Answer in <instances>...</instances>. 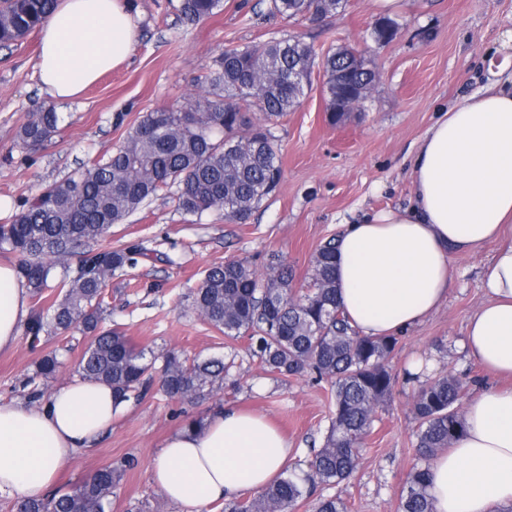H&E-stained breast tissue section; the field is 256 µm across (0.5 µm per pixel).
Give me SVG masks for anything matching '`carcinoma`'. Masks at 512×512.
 I'll list each match as a JSON object with an SVG mask.
<instances>
[{
  "label": "carcinoma",
  "instance_id": "carcinoma-1",
  "mask_svg": "<svg viewBox=\"0 0 512 512\" xmlns=\"http://www.w3.org/2000/svg\"><path fill=\"white\" fill-rule=\"evenodd\" d=\"M58 0H0V45L8 46L41 26ZM343 0H268L267 15L321 20ZM224 0H181L186 23L223 10ZM399 25L387 18L373 29L375 41L388 44ZM324 73L323 98L336 100L351 83L369 85L371 69L347 44L319 57L300 36L252 42L226 49L206 77L210 91L179 110L149 112L123 140L66 179L26 198L15 215L0 223V248L19 256L17 272L32 297L43 300L53 272L61 270L57 292L26 327L34 347L77 329L89 338L77 372L112 387L128 400L146 389L150 370L163 360L162 387L172 398L211 393L224 383L229 365L222 358L189 361L178 352H155L134 344L118 328L102 326L105 289L115 273L151 258L142 246L114 248L107 242L112 225L122 223L160 190L178 185V208L186 214L219 211L243 224L277 187L282 173L279 150L264 125H245L242 108L256 105L265 120L294 110L311 85L314 67ZM62 117L43 104L28 113L16 137L34 149L58 133ZM334 239L313 257L306 290L292 286L281 261H270L260 278L244 260L205 271L195 293L196 310L230 338L246 337L272 372L286 376L313 373L329 382L334 398L331 428L307 469L291 470L258 495L224 502V512H296L304 493L338 485L357 468L360 446L376 410L391 396L390 369L399 337L363 336L351 326L336 301ZM62 367L57 354L45 355L37 375L50 379ZM464 384L442 373L418 391L413 413L418 422V455L428 460L462 433L459 412ZM131 465H107L74 485L41 500H18L16 512H109L112 491ZM401 512H434L428 468L412 471L401 495ZM316 512H347L341 496L319 501Z\"/></svg>",
  "mask_w": 512,
  "mask_h": 512
}]
</instances>
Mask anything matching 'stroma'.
Masks as SVG:
<instances>
[{
	"mask_svg": "<svg viewBox=\"0 0 512 512\" xmlns=\"http://www.w3.org/2000/svg\"><path fill=\"white\" fill-rule=\"evenodd\" d=\"M128 2L140 26L130 58L102 74L81 98L54 104L63 115L61 130L30 152L19 148L17 128L27 112L51 102L35 70L40 34L0 46V222L17 211L20 199L111 151L144 114L179 107L205 92V78L224 49L301 34L320 55L348 43L361 45L380 73L368 99L334 125L326 118L318 68L287 116L267 122L256 108L246 109L250 123H267L283 169L276 190L247 223L228 221L220 212L184 213L170 187L112 228L113 246L140 244L165 258L139 260L113 276L105 325L157 351L231 356L235 366L222 389L190 399L169 398L160 380H153L111 429L62 465L59 480L74 481L129 460L133 466L122 473L110 512H180L153 483L150 464L184 424L224 406L241 407L275 424L291 441L294 460L304 461L321 447L332 417L327 383L311 374L268 372L246 339H229L198 315L193 293L203 272L246 259L262 274L275 256L292 269L299 288L311 276L316 250L339 225L373 210L408 207L409 162L437 112L480 89L490 74H512V0H399L391 15L399 34L385 45L371 38L379 17L373 0H347L342 11L319 21L271 20L262 0H224L223 12L192 25L181 22L179 0ZM484 260L481 254L455 256L456 282L444 304L400 338L392 360L393 398L378 410L357 470L339 486L318 487L296 512H315L319 497L334 494L345 499L348 512H400L410 472L424 465L413 418L419 387L442 372L460 376L472 394L495 385L460 349L466 322L484 300ZM86 344L75 331L34 349L19 334L13 349L0 352V404L30 402L29 379L42 356L55 350L64 366L38 386L51 395L74 377Z\"/></svg>",
	"mask_w": 512,
	"mask_h": 512,
	"instance_id": "obj_1",
	"label": "stroma"
}]
</instances>
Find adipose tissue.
<instances>
[{"label":"adipose tissue","instance_id":"1","mask_svg":"<svg viewBox=\"0 0 512 512\" xmlns=\"http://www.w3.org/2000/svg\"><path fill=\"white\" fill-rule=\"evenodd\" d=\"M138 27L126 0H58L40 27L36 62L53 99L70 101L129 59ZM409 176L413 204L380 209L336 236V298L362 335L403 332L437 309L454 284L452 259L494 250L481 270L484 301L462 349L494 376H512V85L494 80L457 100L425 131ZM28 290L0 264V351L29 316ZM123 409L110 387L74 378L41 405L0 404V493L45 498L64 462ZM292 448L261 415L227 407L204 427L172 434L151 463L181 512L263 491ZM434 512H492L512 504V389L467 404L462 433L429 465Z\"/></svg>","mask_w":512,"mask_h":512}]
</instances>
